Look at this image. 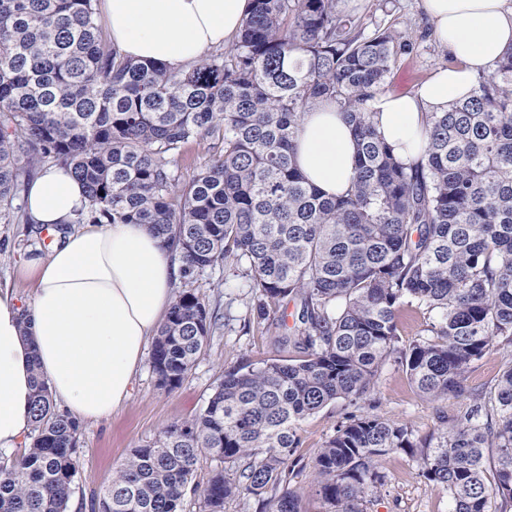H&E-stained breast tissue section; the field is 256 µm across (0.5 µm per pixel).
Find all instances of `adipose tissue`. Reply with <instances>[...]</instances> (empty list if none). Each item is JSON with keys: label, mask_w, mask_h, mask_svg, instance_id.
<instances>
[{"label": "adipose tissue", "mask_w": 512, "mask_h": 512, "mask_svg": "<svg viewBox=\"0 0 512 512\" xmlns=\"http://www.w3.org/2000/svg\"><path fill=\"white\" fill-rule=\"evenodd\" d=\"M249 0H101L112 43L136 60L184 67L238 34ZM453 65L412 94L383 92L369 102L376 129L404 163L419 157L426 113L467 99L478 76L512 47V0H421ZM355 142L334 102L306 112L296 163L325 194H344L354 176ZM88 200L81 184L54 167L29 186L26 210L56 241L22 273L34 296L19 305L0 290V451L32 428L35 377L60 410L96 421L123 406L161 318L174 301L182 260L144 224H78Z\"/></svg>", "instance_id": "obj_1"}]
</instances>
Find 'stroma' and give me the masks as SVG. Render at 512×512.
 I'll return each mask as SVG.
<instances>
[{
	"label": "stroma",
	"mask_w": 512,
	"mask_h": 512,
	"mask_svg": "<svg viewBox=\"0 0 512 512\" xmlns=\"http://www.w3.org/2000/svg\"><path fill=\"white\" fill-rule=\"evenodd\" d=\"M352 12L363 19L368 30L388 28L414 44L413 51L401 56L394 68L388 80L389 92L413 93L436 69L448 65V54L431 35L420 0H356ZM49 247L45 237L29 232L26 225L0 224V287L11 289L19 304L29 303L34 294L33 284L19 276L20 266L32 254L48 251ZM194 286L205 303L221 314L217 329L179 387L171 391L160 388L150 360H143L129 401L110 416L82 423L70 512H94L97 492L111 482L131 449L201 412L226 371L294 356L293 348H282L274 342L286 327L294 326V302L282 303L271 310L267 320L257 321L248 278L232 262L224 260L199 272ZM511 361L512 349L492 347L470 366L469 387L489 394L500 370ZM470 405L465 396L443 402L428 400L411 384L402 365L396 359H388L379 370L370 402L339 400L301 423L291 485L303 493L304 512H324L312 494V461L317 450L350 415L373 411L407 424L420 440L439 433L441 416H463ZM383 470L385 483L367 503L366 512H449L447 491L420 476L419 454L393 451L384 459Z\"/></svg>",
	"instance_id": "stroma-1"
}]
</instances>
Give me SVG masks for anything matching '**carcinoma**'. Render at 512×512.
<instances>
[{
	"instance_id": "obj_1",
	"label": "carcinoma",
	"mask_w": 512,
	"mask_h": 512,
	"mask_svg": "<svg viewBox=\"0 0 512 512\" xmlns=\"http://www.w3.org/2000/svg\"><path fill=\"white\" fill-rule=\"evenodd\" d=\"M340 0H251L228 49L188 67L123 56L102 40L98 0H0V224L31 223L24 191L62 166L82 184L76 224H146L179 248L181 291L153 341L158 384L178 387L217 326L192 288L221 260L246 265L266 319L289 298L300 327L275 341L299 355L224 373L206 407L131 450L97 512H181L200 458L228 463L193 486L202 512L245 491L259 512H302L290 487L299 425L337 399L365 400L391 356L432 401L470 395L438 436L365 412L318 449L314 494L325 512H364L394 450L421 449L420 475L449 512H512V361L486 403L470 364L512 346V47L474 93L425 115L419 159L378 135L367 102L414 45L366 32ZM331 100L356 145L343 196L308 183L295 162L305 112ZM211 157L180 185L177 159ZM438 314L431 336L400 344L397 313ZM29 447L0 463V512H69L80 423L38 379ZM496 450V479L485 478Z\"/></svg>"
}]
</instances>
